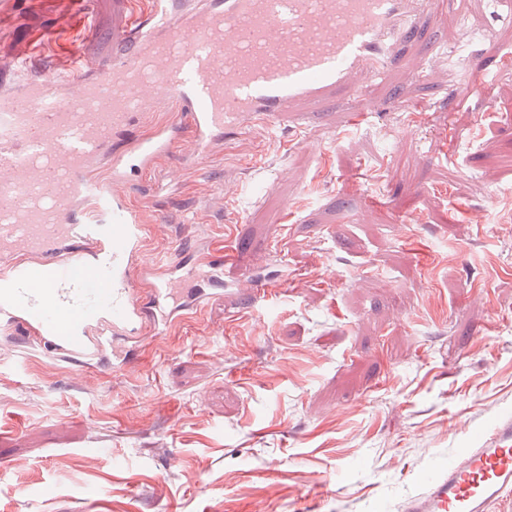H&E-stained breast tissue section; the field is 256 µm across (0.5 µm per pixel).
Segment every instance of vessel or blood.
<instances>
[{"mask_svg": "<svg viewBox=\"0 0 512 512\" xmlns=\"http://www.w3.org/2000/svg\"><path fill=\"white\" fill-rule=\"evenodd\" d=\"M474 0H146L112 24V57L0 90V330L81 370L125 361L120 341L162 335L223 285L232 251L197 240L190 262L141 255L163 213L134 203L129 176L186 151L187 172L232 127L275 125L297 107L350 96L359 120L377 104L392 50L425 14ZM447 81L461 96L481 70ZM181 116L140 138L143 112ZM23 183L25 196L5 190ZM431 477L405 512H500L512 502V422Z\"/></svg>", "mask_w": 512, "mask_h": 512, "instance_id": "1", "label": "vessel or blood"}]
</instances>
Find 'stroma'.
<instances>
[{"instance_id": "stroma-1", "label": "stroma", "mask_w": 512, "mask_h": 512, "mask_svg": "<svg viewBox=\"0 0 512 512\" xmlns=\"http://www.w3.org/2000/svg\"><path fill=\"white\" fill-rule=\"evenodd\" d=\"M0 80L64 72L110 47L123 5L12 0ZM467 22L506 43L487 93L458 18H423L356 124L338 98L272 128L229 131L190 177L179 156L132 178L163 184L169 223L144 251L233 250L228 297L134 350L119 371H74L0 334V512H403L427 479L512 419V13L478 0ZM51 39L32 53L30 36ZM234 307L226 318L225 307ZM482 71L483 69L479 62L470 76L458 77L456 72L448 66L447 81L462 97H467L472 92L483 88Z\"/></svg>"}]
</instances>
